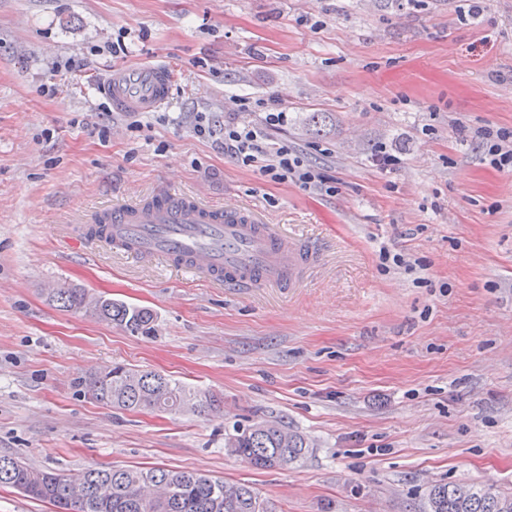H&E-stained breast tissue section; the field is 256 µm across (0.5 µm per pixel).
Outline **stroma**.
Here are the masks:
<instances>
[{
    "mask_svg": "<svg viewBox=\"0 0 512 512\" xmlns=\"http://www.w3.org/2000/svg\"><path fill=\"white\" fill-rule=\"evenodd\" d=\"M143 64L173 70L167 105L112 111L98 85ZM270 102L286 125L264 127ZM201 116L263 127L333 192L228 157ZM480 127L512 130V0L476 18L463 0H0V455L200 471L270 512H424L448 482L512 494V169ZM162 190L254 209L321 264L298 288L237 289L76 246L87 213ZM51 282L151 309L154 337L63 310ZM115 364L221 407L77 392ZM262 419L304 434L307 457L257 470L225 452Z\"/></svg>",
    "mask_w": 512,
    "mask_h": 512,
    "instance_id": "1",
    "label": "stroma"
}]
</instances>
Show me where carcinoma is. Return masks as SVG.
<instances>
[{
	"label": "carcinoma",
	"instance_id": "obj_1",
	"mask_svg": "<svg viewBox=\"0 0 512 512\" xmlns=\"http://www.w3.org/2000/svg\"><path fill=\"white\" fill-rule=\"evenodd\" d=\"M51 300L65 311L89 312L133 336L148 338L155 331L152 310L96 297L85 288H59ZM74 384L98 402L121 410L201 413L213 410L217 402L214 394L187 392L158 372L121 365L79 376ZM224 448L251 467L265 470L302 461L311 444L294 430L262 420L225 437ZM0 486L50 502L59 512H267L250 486L196 471L94 467L68 477L4 455ZM427 512H512V495L491 484H435L427 495Z\"/></svg>",
	"mask_w": 512,
	"mask_h": 512
}]
</instances>
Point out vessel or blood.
Here are the masks:
<instances>
[{"mask_svg": "<svg viewBox=\"0 0 512 512\" xmlns=\"http://www.w3.org/2000/svg\"><path fill=\"white\" fill-rule=\"evenodd\" d=\"M173 79L162 67L114 69L103 94L119 112H154ZM86 242L127 255L159 257L228 286L303 283L320 255L246 209H212L192 195L161 192L146 201L93 211L79 227Z\"/></svg>", "mask_w": 512, "mask_h": 512, "instance_id": "1", "label": "vessel or blood"}]
</instances>
